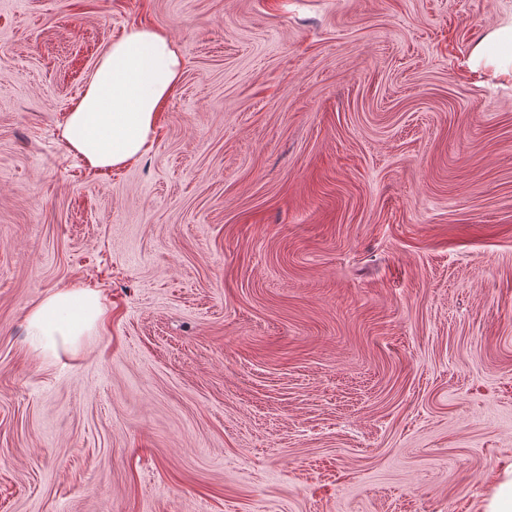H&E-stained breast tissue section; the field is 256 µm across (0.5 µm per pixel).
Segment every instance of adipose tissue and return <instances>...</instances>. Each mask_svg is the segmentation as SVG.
<instances>
[{
  "instance_id": "1",
  "label": "adipose tissue",
  "mask_w": 512,
  "mask_h": 512,
  "mask_svg": "<svg viewBox=\"0 0 512 512\" xmlns=\"http://www.w3.org/2000/svg\"><path fill=\"white\" fill-rule=\"evenodd\" d=\"M462 67L478 82L512 81V17L478 42ZM177 45L163 30L131 26L99 56L83 94L60 127L66 148L92 170L120 169L150 148L161 109L183 74ZM100 289L60 288L27 316L26 328L43 356L77 350L82 337L106 324Z\"/></svg>"
}]
</instances>
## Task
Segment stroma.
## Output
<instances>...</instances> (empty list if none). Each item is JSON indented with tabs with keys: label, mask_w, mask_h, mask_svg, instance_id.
Here are the masks:
<instances>
[{
	"label": "stroma",
	"mask_w": 512,
	"mask_h": 512,
	"mask_svg": "<svg viewBox=\"0 0 512 512\" xmlns=\"http://www.w3.org/2000/svg\"><path fill=\"white\" fill-rule=\"evenodd\" d=\"M512 0H0V512H483L512 461ZM144 157L59 138L124 28ZM101 288L42 361L26 317ZM461 66L479 83L512 81V16L487 33ZM177 45L163 30L130 26L99 56L83 94L60 125L66 148L96 171L138 162L161 109L183 74ZM108 309L99 288H59L46 295L27 316L29 336L37 339L44 357L76 351L83 336L106 324Z\"/></svg>",
	"instance_id": "obj_1"
}]
</instances>
